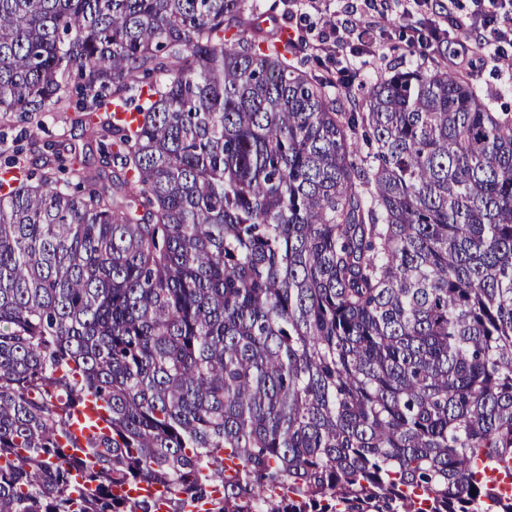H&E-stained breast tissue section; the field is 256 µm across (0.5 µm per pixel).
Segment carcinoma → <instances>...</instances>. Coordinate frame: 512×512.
Masks as SVG:
<instances>
[{"label": "carcinoma", "mask_w": 512, "mask_h": 512, "mask_svg": "<svg viewBox=\"0 0 512 512\" xmlns=\"http://www.w3.org/2000/svg\"><path fill=\"white\" fill-rule=\"evenodd\" d=\"M254 10L0 0V512H512V112ZM71 115V112H45L41 116L45 132L39 130L35 122L29 123L24 116L17 113H13L6 121L2 120L1 122L0 118V151H11L16 144H21L26 150H30L28 157L37 160L41 165L43 163L42 154L46 152L43 146L45 140L63 141L68 139L81 142L83 131L71 123ZM50 135L52 137H49Z\"/></svg>", "instance_id": "cac0c4a2"}]
</instances>
